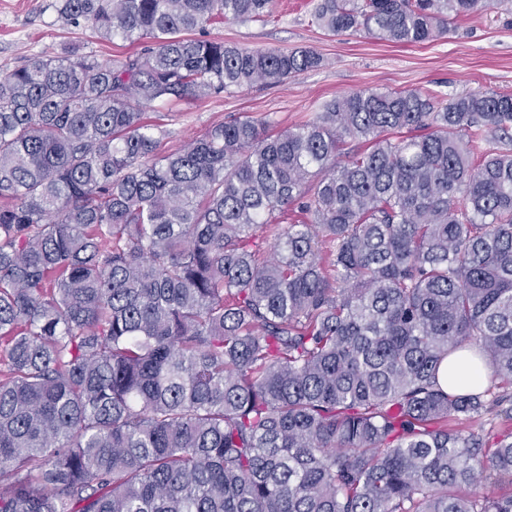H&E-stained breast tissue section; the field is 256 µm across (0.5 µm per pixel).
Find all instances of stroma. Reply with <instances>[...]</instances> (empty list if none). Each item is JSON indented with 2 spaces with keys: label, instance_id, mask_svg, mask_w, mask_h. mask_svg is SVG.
Listing matches in <instances>:
<instances>
[{
  "label": "stroma",
  "instance_id": "35a3bbf8",
  "mask_svg": "<svg viewBox=\"0 0 512 512\" xmlns=\"http://www.w3.org/2000/svg\"><path fill=\"white\" fill-rule=\"evenodd\" d=\"M56 0H0V69L32 54L64 55L72 48L98 60L133 46L101 38L87 25H65ZM315 0H274L268 21L211 24L207 38L252 50H311L320 67L279 84L258 83L218 97L147 105L150 120L167 129L159 150L175 153L210 126L248 115L274 129L292 127L332 99L363 91L425 90L443 96L473 91L512 93V13L488 8L457 19L447 33L416 45H398L362 32L331 33L313 18Z\"/></svg>",
  "mask_w": 512,
  "mask_h": 512
}]
</instances>
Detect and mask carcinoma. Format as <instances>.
Listing matches in <instances>:
<instances>
[{
	"mask_svg": "<svg viewBox=\"0 0 512 512\" xmlns=\"http://www.w3.org/2000/svg\"><path fill=\"white\" fill-rule=\"evenodd\" d=\"M499 5L313 17L414 45ZM272 7L59 0L142 48L0 70V512H512V430L448 428L512 419V94L359 91L160 153L141 105L321 65L187 36ZM458 352L489 387L440 383Z\"/></svg>",
	"mask_w": 512,
	"mask_h": 512,
	"instance_id": "carcinoma-1",
	"label": "carcinoma"
}]
</instances>
